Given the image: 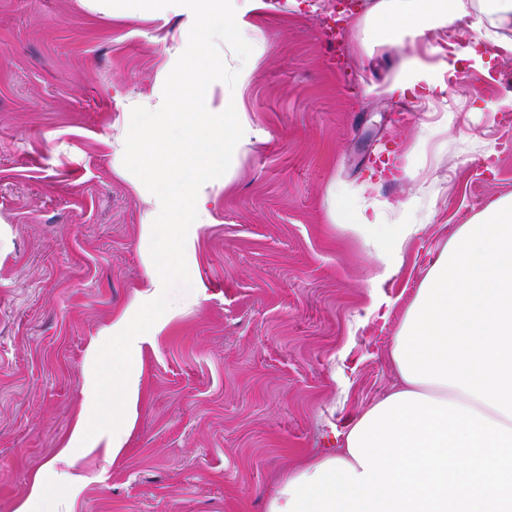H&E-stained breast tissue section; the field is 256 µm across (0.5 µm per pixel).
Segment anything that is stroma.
Returning <instances> with one entry per match:
<instances>
[{
  "label": "stroma",
  "mask_w": 512,
  "mask_h": 512,
  "mask_svg": "<svg viewBox=\"0 0 512 512\" xmlns=\"http://www.w3.org/2000/svg\"><path fill=\"white\" fill-rule=\"evenodd\" d=\"M247 46L218 43L231 95L261 129L198 231L196 303L142 344L144 386L128 443L105 453L104 413L59 453L96 402L91 340L144 274L142 198L110 143L133 104L155 101L188 6L135 17L85 0H0V512L36 474L44 512H265L306 457L337 452L346 424L397 380L391 341L454 229L512 194V53L457 63L433 106L422 90L375 94L412 43L368 49L320 38L324 0H263ZM254 66L232 81L242 53ZM448 120L416 158V181L377 173L423 125ZM378 186L361 208L409 200L420 231L371 310V262L330 215L328 189ZM77 475L70 485L61 472Z\"/></svg>",
  "instance_id": "stroma-1"
}]
</instances>
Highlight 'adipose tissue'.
Instances as JSON below:
<instances>
[{"instance_id": "1", "label": "adipose tissue", "mask_w": 512, "mask_h": 512, "mask_svg": "<svg viewBox=\"0 0 512 512\" xmlns=\"http://www.w3.org/2000/svg\"><path fill=\"white\" fill-rule=\"evenodd\" d=\"M195 23L174 49L175 69L162 77L154 105L122 117L111 144L138 174L134 190L153 241L146 273L130 304L117 312L111 353L98 343L99 406H111L113 453L133 426L127 408L141 392L143 337L160 333L178 306L198 299L183 274L198 228L227 186L257 131L236 100L214 102L224 79L212 44H248L241 5L260 0H193ZM466 23L478 38L512 49V0H372L352 30L362 46L418 42L400 62L391 91L425 85L446 90L456 64L440 59L436 30ZM334 223L371 259L370 297L399 266L419 227L411 202L390 224L350 209L359 191L328 189ZM399 382L344 433L342 448L288 473L267 512H512V195L460 225L421 280L392 339Z\"/></svg>"}]
</instances>
